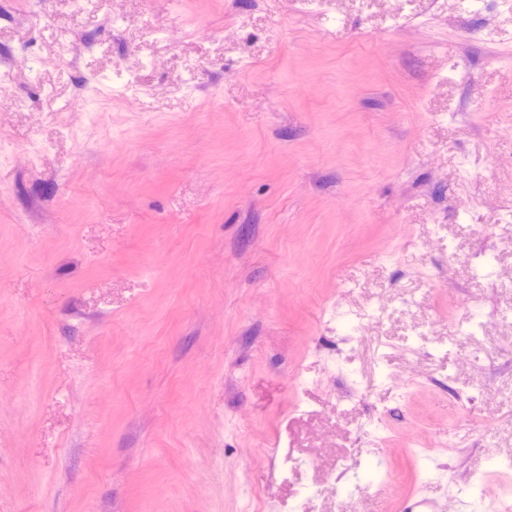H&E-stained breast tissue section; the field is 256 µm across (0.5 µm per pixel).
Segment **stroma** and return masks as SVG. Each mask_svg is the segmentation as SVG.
Wrapping results in <instances>:
<instances>
[{"instance_id": "stroma-1", "label": "stroma", "mask_w": 512, "mask_h": 512, "mask_svg": "<svg viewBox=\"0 0 512 512\" xmlns=\"http://www.w3.org/2000/svg\"><path fill=\"white\" fill-rule=\"evenodd\" d=\"M2 71L0 512L512 490V0H0Z\"/></svg>"}]
</instances>
